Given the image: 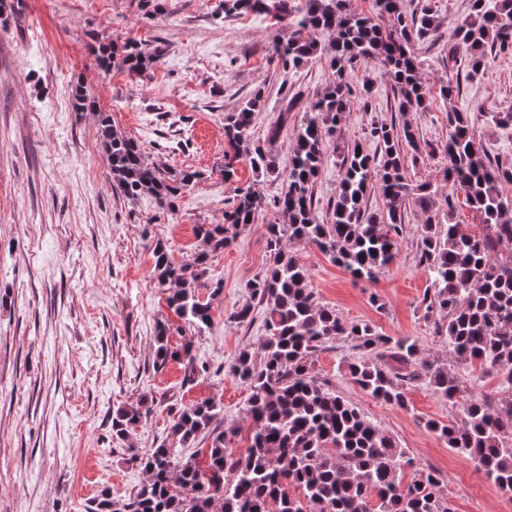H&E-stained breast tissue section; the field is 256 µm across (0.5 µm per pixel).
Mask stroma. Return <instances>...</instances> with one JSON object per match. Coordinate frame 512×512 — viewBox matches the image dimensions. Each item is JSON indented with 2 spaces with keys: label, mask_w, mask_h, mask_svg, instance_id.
Listing matches in <instances>:
<instances>
[{
  "label": "stroma",
  "mask_w": 512,
  "mask_h": 512,
  "mask_svg": "<svg viewBox=\"0 0 512 512\" xmlns=\"http://www.w3.org/2000/svg\"><path fill=\"white\" fill-rule=\"evenodd\" d=\"M469 3L403 0L409 12L430 5L440 25L437 38L414 46L430 91L427 107L399 112L381 67H362L353 85L373 84L372 109L364 111L353 96L327 147L314 187L320 218L336 197L337 154L357 144L374 151L365 136L374 122L407 123L419 141L434 145L408 172L440 199L449 193L441 150L449 106L470 114L490 158L512 160V125L490 121L491 113L512 111V55L494 59L472 80L459 78L448 60ZM289 35L271 15L225 16L222 0H0V512H86L105 486L113 497H128L146 480L131 457L161 443L170 408L211 398L222 407L221 430L245 426L249 391L231 366L240 349L259 351L266 334L265 306L246 284L272 263L265 226L273 212L263 211L231 247L210 257L224 291L211 328L195 339L210 373L192 385L184 384L181 363L154 366L155 326L175 315L151 278L150 244L163 240L185 263L200 245L195 225L222 223L234 189L224 180V117L255 93L263 101L253 136L287 163L308 96L331 79L324 60L287 73L271 63L273 41ZM116 38L160 44L166 53L143 78L103 70L89 49ZM454 80L460 93L445 99L440 90ZM76 81L138 141L148 162L173 174L200 172L172 213L159 215L152 198L129 199L113 189L95 117L73 107ZM277 124L280 134L271 135ZM423 219L408 206L398 255L372 282L354 280L315 247L287 248L309 267L321 304L383 335L416 340L424 358L450 368L465 386L495 403L508 399L495 378H477L449 350L437 331L444 318L424 314L430 281L416 258ZM243 307L251 322L230 321ZM352 356L349 341L336 338L313 355V373L404 448L413 464L402 469L403 483L431 471L452 512H512V496L428 427L460 421V406L423 377L406 407L375 400L353 382L346 366ZM145 398L154 402L150 415L126 441L113 439V410Z\"/></svg>",
  "instance_id": "1"
}]
</instances>
